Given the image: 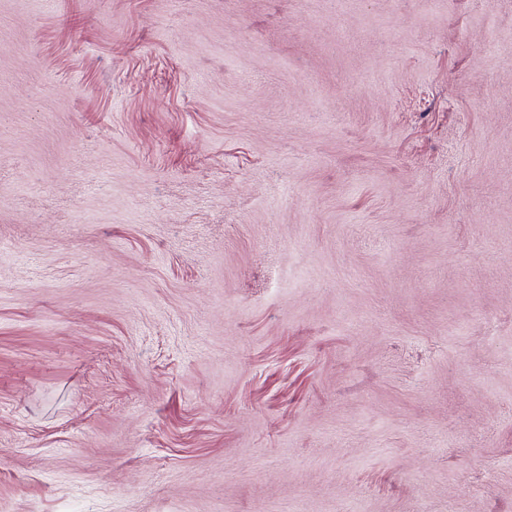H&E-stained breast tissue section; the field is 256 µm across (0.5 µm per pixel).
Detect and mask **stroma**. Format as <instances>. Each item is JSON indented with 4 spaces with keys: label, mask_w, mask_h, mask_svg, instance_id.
I'll use <instances>...</instances> for the list:
<instances>
[{
    "label": "stroma",
    "mask_w": 512,
    "mask_h": 512,
    "mask_svg": "<svg viewBox=\"0 0 512 512\" xmlns=\"http://www.w3.org/2000/svg\"><path fill=\"white\" fill-rule=\"evenodd\" d=\"M0 512H512V0H0Z\"/></svg>",
    "instance_id": "1"
}]
</instances>
